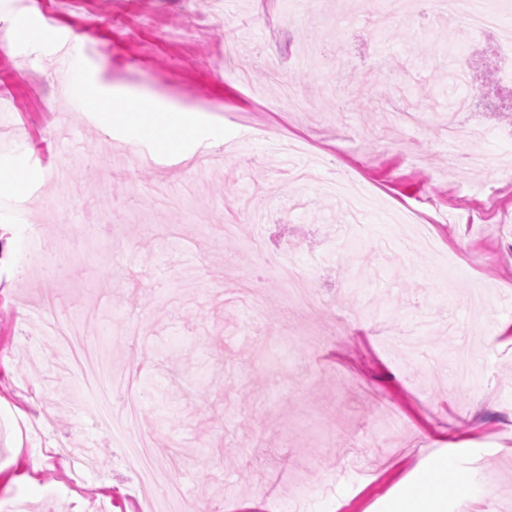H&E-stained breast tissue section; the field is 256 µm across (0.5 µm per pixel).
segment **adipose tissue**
Instances as JSON below:
<instances>
[{
	"label": "adipose tissue",
	"instance_id": "ef3b65f1",
	"mask_svg": "<svg viewBox=\"0 0 512 512\" xmlns=\"http://www.w3.org/2000/svg\"><path fill=\"white\" fill-rule=\"evenodd\" d=\"M30 13L21 9L11 13L6 20L5 36L8 45L21 46L38 51L52 38L59 26L54 19L40 17L38 27L29 24ZM85 43L80 39L70 40L67 56L70 60L67 96L74 110L97 111L117 115V95L111 85L89 72L85 65ZM121 123L129 142L142 138L153 139L161 151L183 153L188 143H212L221 140L222 131L210 126L198 113L177 112L155 101H147L141 111L130 113ZM449 459L440 460L433 469L429 483L416 485L411 494L409 512H440V504L448 498V486L455 483Z\"/></svg>",
	"mask_w": 512,
	"mask_h": 512
}]
</instances>
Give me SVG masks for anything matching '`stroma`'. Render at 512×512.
<instances>
[{
  "mask_svg": "<svg viewBox=\"0 0 512 512\" xmlns=\"http://www.w3.org/2000/svg\"><path fill=\"white\" fill-rule=\"evenodd\" d=\"M79 0L44 8L85 40L88 68L144 95L201 108L222 144L163 158L119 122L74 111L43 56L0 43V84L22 109L0 118V179L43 175L0 223V512H156L134 493L117 432L47 324L79 329L109 362L155 465L211 512H393L442 457L470 495L444 512H512V133L490 117L448 138L446 75L469 64L472 91L499 84L503 53L448 19L390 15L377 0L337 42L339 0ZM236 44L225 62V39ZM318 110L277 101L262 60ZM397 112L422 113L411 134ZM307 140L296 182L261 127ZM83 142L82 161L60 171ZM479 153L480 167L463 156ZM334 155L363 193L351 223L319 185ZM266 215L263 227L251 211ZM261 235L262 248L251 241ZM64 277L33 288L43 239ZM302 267L319 301L290 302L271 258ZM72 296L68 310L44 294ZM353 329L333 330L336 312ZM475 375L452 380L457 357ZM73 442L58 456L52 438Z\"/></svg>",
  "mask_w": 512,
  "mask_h": 512,
  "instance_id": "35a3bbf8",
  "label": "stroma"
}]
</instances>
